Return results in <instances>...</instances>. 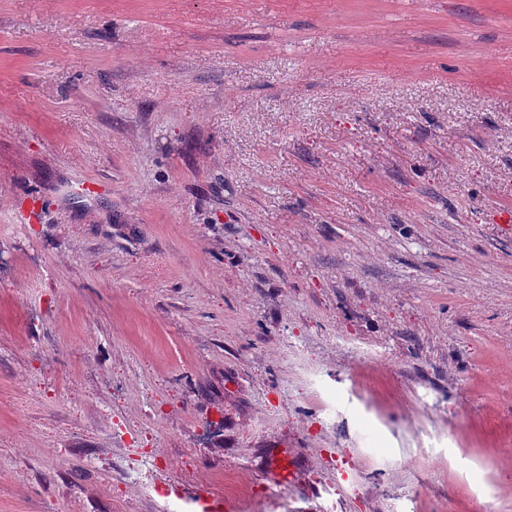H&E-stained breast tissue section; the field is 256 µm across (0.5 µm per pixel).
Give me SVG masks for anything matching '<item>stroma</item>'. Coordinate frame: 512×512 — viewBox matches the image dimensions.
<instances>
[{"label": "stroma", "instance_id": "obj_1", "mask_svg": "<svg viewBox=\"0 0 512 512\" xmlns=\"http://www.w3.org/2000/svg\"><path fill=\"white\" fill-rule=\"evenodd\" d=\"M0 224V512H512V0H0Z\"/></svg>", "mask_w": 512, "mask_h": 512}]
</instances>
